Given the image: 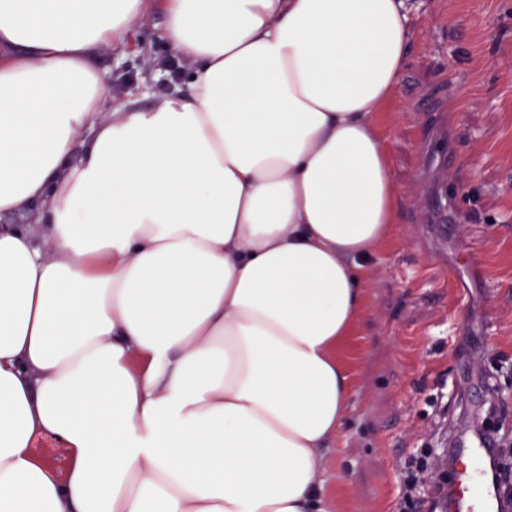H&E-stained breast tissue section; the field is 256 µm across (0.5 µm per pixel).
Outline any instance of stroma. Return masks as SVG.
Returning <instances> with one entry per match:
<instances>
[{"instance_id":"stroma-1","label":"stroma","mask_w":512,"mask_h":512,"mask_svg":"<svg viewBox=\"0 0 512 512\" xmlns=\"http://www.w3.org/2000/svg\"><path fill=\"white\" fill-rule=\"evenodd\" d=\"M410 60L379 120L401 222L343 346L348 415L325 512H394L403 466L466 433L485 388L512 448V0H414ZM158 20L101 50L108 94L171 88Z\"/></svg>"}]
</instances>
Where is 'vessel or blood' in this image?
Masks as SVG:
<instances>
[{"label":"vessel or blood","mask_w":512,"mask_h":512,"mask_svg":"<svg viewBox=\"0 0 512 512\" xmlns=\"http://www.w3.org/2000/svg\"><path fill=\"white\" fill-rule=\"evenodd\" d=\"M490 441L478 436L469 445L460 446L458 453L463 469L455 490L453 512H500L501 500L497 485L483 469Z\"/></svg>","instance_id":"obj_1"}]
</instances>
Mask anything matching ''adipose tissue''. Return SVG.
Returning <instances> with one entry per match:
<instances>
[{
    "label": "adipose tissue",
    "instance_id": "obj_1",
    "mask_svg": "<svg viewBox=\"0 0 512 512\" xmlns=\"http://www.w3.org/2000/svg\"><path fill=\"white\" fill-rule=\"evenodd\" d=\"M411 9L0 0V512H324ZM157 12L187 79L113 99ZM33 447V452L40 461L49 465L59 474L65 471L68 456L66 449L62 448L61 444L49 437L41 436L35 439Z\"/></svg>",
    "mask_w": 512,
    "mask_h": 512
}]
</instances>
